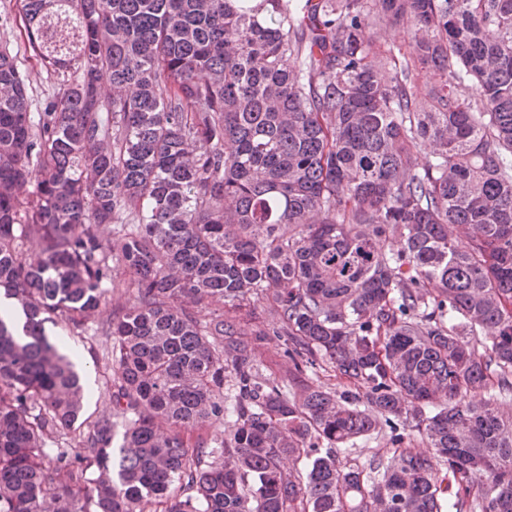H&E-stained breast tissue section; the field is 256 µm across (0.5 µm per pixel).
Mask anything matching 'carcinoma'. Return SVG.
Segmentation results:
<instances>
[{
  "mask_svg": "<svg viewBox=\"0 0 512 512\" xmlns=\"http://www.w3.org/2000/svg\"><path fill=\"white\" fill-rule=\"evenodd\" d=\"M20 3L53 88L0 46V512H512V0ZM120 288L112 414L50 448L84 391L45 323ZM408 30L404 25H388L380 41L381 50L385 51L392 44L401 46L407 55L414 54V48L409 43ZM281 341L271 336V340L267 341L262 354L258 357L261 361L262 368L267 367L265 373L272 376L281 377L288 370V359L283 356ZM390 436L389 429L384 426L372 435L354 441L353 445L348 444L346 448H339V456L352 464H368L373 459L386 462L387 457L396 448Z\"/></svg>",
  "mask_w": 512,
  "mask_h": 512,
  "instance_id": "obj_1",
  "label": "carcinoma"
}]
</instances>
